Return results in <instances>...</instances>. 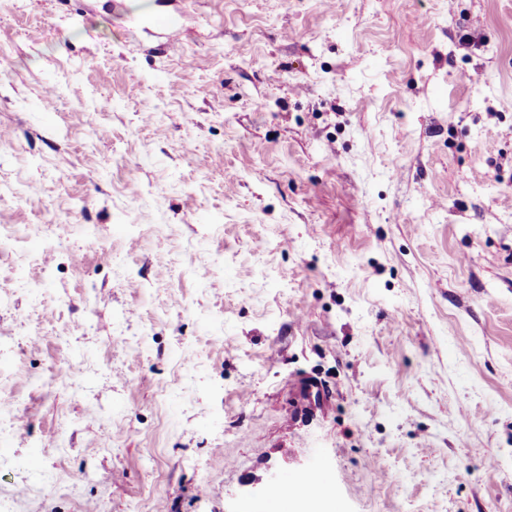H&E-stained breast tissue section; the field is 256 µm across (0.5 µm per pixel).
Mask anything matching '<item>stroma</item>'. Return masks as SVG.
<instances>
[{
  "label": "stroma",
  "mask_w": 512,
  "mask_h": 512,
  "mask_svg": "<svg viewBox=\"0 0 512 512\" xmlns=\"http://www.w3.org/2000/svg\"><path fill=\"white\" fill-rule=\"evenodd\" d=\"M315 456L512 512V0H0V512Z\"/></svg>",
  "instance_id": "stroma-1"
}]
</instances>
